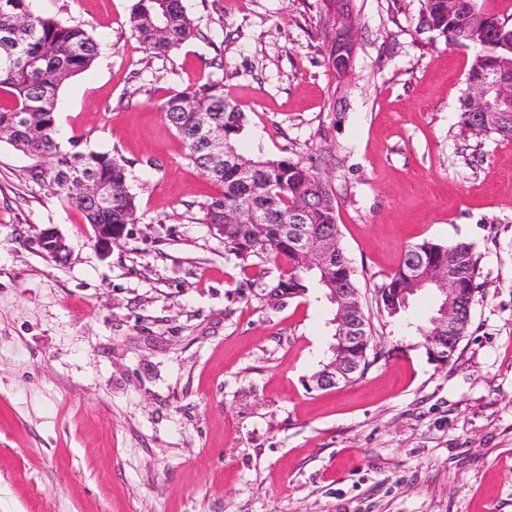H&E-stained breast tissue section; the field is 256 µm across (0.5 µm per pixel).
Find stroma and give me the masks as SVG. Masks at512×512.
<instances>
[{"label":"stroma","mask_w":512,"mask_h":512,"mask_svg":"<svg viewBox=\"0 0 512 512\" xmlns=\"http://www.w3.org/2000/svg\"><path fill=\"white\" fill-rule=\"evenodd\" d=\"M134 0H32L100 44L59 93L60 141L125 160L137 221L110 250L0 141V512H512V139L459 123L474 49L420 0H355L344 87L317 0H183L195 34L154 57ZM219 79L246 153L322 173L365 294L423 241L472 243L479 288L444 366L372 315L382 352L350 385L307 380L332 342L316 293L273 308L201 221L219 186L160 103ZM55 227L56 260L38 243Z\"/></svg>","instance_id":"obj_1"}]
</instances>
